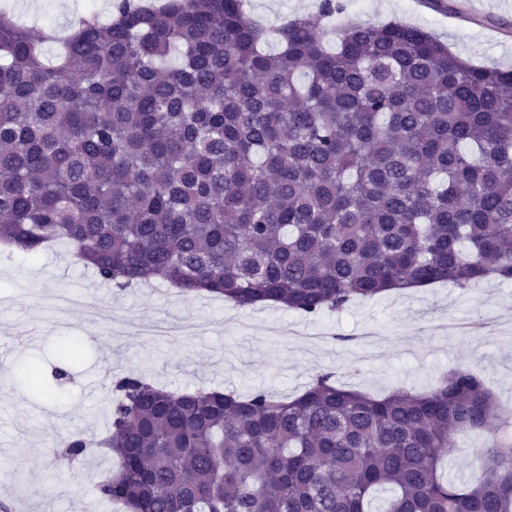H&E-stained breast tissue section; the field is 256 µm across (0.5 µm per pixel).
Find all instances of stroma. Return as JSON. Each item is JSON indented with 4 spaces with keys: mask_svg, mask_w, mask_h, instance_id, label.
<instances>
[{
    "mask_svg": "<svg viewBox=\"0 0 512 512\" xmlns=\"http://www.w3.org/2000/svg\"><path fill=\"white\" fill-rule=\"evenodd\" d=\"M26 23L54 58L68 13L85 0H40ZM268 28L317 13L321 0H244ZM353 19L381 25L398 19L431 32L471 63L512 68V0H483L471 21L448 0H342ZM205 324L197 336L127 335L126 321ZM76 345V357L62 347ZM0 502L9 512H119L91 492L115 469L91 455L70 469L58 443L80 429L102 435L111 383L129 370L174 392L200 387L293 395L314 376L379 396L422 390L449 370L479 372L503 414L512 413V281L445 284L385 293L334 312L304 316L279 307L237 308L223 299L186 295L165 282L117 290L74 264L65 247L30 259H0ZM485 436L458 438L444 462L449 479L471 480Z\"/></svg>",
    "mask_w": 512,
    "mask_h": 512,
    "instance_id": "35a3bbf8",
    "label": "stroma"
}]
</instances>
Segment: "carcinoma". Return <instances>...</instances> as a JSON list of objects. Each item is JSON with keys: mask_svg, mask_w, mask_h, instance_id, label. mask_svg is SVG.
<instances>
[{"mask_svg": "<svg viewBox=\"0 0 512 512\" xmlns=\"http://www.w3.org/2000/svg\"><path fill=\"white\" fill-rule=\"evenodd\" d=\"M56 61L0 11V246L63 242L120 290L161 280L240 308L341 310L393 288L512 280V71L432 33L285 19L278 48L243 0H114ZM177 59L171 63V59ZM483 378L375 398L316 375L293 397L177 393L129 371L92 493L128 512H512V438ZM483 432L479 475L441 467Z\"/></svg>", "mask_w": 512, "mask_h": 512, "instance_id": "cac0c4a2", "label": "carcinoma"}]
</instances>
